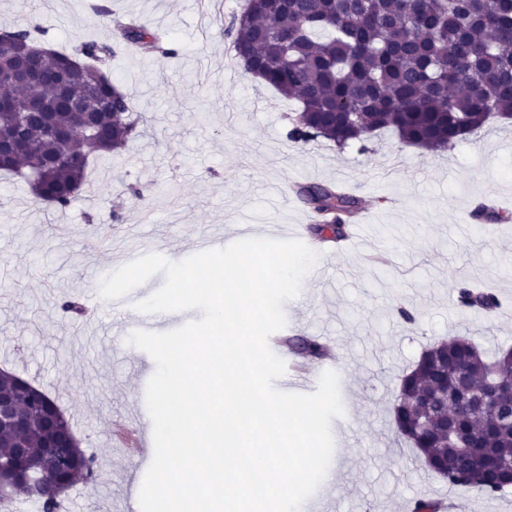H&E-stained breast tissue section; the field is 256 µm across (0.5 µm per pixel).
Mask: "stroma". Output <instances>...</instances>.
Masks as SVG:
<instances>
[{"label":"stroma","instance_id":"stroma-1","mask_svg":"<svg viewBox=\"0 0 512 512\" xmlns=\"http://www.w3.org/2000/svg\"><path fill=\"white\" fill-rule=\"evenodd\" d=\"M174 36L176 57L156 61L118 47L97 5ZM244 0H221L208 41L198 36L196 0H0V29L21 15L45 30L49 47L73 53L82 40L112 46L105 62L141 120L125 156L95 163L70 208L36 201L26 184L0 179V368L55 397L84 450L96 457L91 483L64 494L66 512H133L141 489L129 454L110 448L116 424L141 415V350L126 346L98 362L84 342L97 312L64 313L141 247L173 262L201 234L282 238L309 210L283 183H346L367 229L356 248L328 242L288 303V336L333 340L343 404L330 470L320 484L338 512H406L450 491L396 436L392 397L433 341L461 336L480 349L512 347V222L466 230L476 203L512 207V124L491 122L447 150L426 152L381 133L366 149L289 140L296 105L246 74L224 23ZM138 157L129 165L128 157ZM465 280L505 302L493 318L462 314L448 296ZM411 308L414 327L396 318Z\"/></svg>","mask_w":512,"mask_h":512}]
</instances>
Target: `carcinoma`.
<instances>
[{"label":"carcinoma","mask_w":512,"mask_h":512,"mask_svg":"<svg viewBox=\"0 0 512 512\" xmlns=\"http://www.w3.org/2000/svg\"><path fill=\"white\" fill-rule=\"evenodd\" d=\"M111 22L131 52L176 54L166 33L124 17ZM12 32V44L0 48L4 97L18 104L38 97L53 113L56 132L46 133L35 119L22 127L15 110H0V136L25 141L0 172L38 184L39 201L65 210L75 190L87 184L90 163L133 139L136 106L117 91L99 114L94 134H69L82 118L58 95L54 77L61 64L79 55L84 82L98 86L104 76L99 63L110 56V47L88 39L74 56L50 50L40 63L43 80L32 87L11 80L8 71L17 47L39 41L44 30L33 23ZM225 34L246 73L297 104L299 115L288 133L295 143L323 138L343 148L388 129L406 145L437 151L483 128L494 112L502 114L501 122L512 121V0H247ZM297 194L321 219L310 227L316 237L341 239L345 219L359 209V200L337 186L302 185ZM457 301L464 313L493 315L502 306L494 289L470 282L460 283ZM289 346L303 358L325 354L313 338L297 337ZM511 353L489 355L469 339L454 337L428 346L400 380L392 407L396 430L450 486H468L484 496L512 487V409L447 400L462 384L485 385L489 368ZM15 416L13 422L0 421V458L11 461L15 449H27L50 490L39 501L42 512H57L53 488L71 485L81 474L94 476L96 459L77 445L45 457L58 424L71 423L41 388L22 397ZM459 434L478 437L477 445L460 447Z\"/></svg>","instance_id":"carcinoma-1"}]
</instances>
